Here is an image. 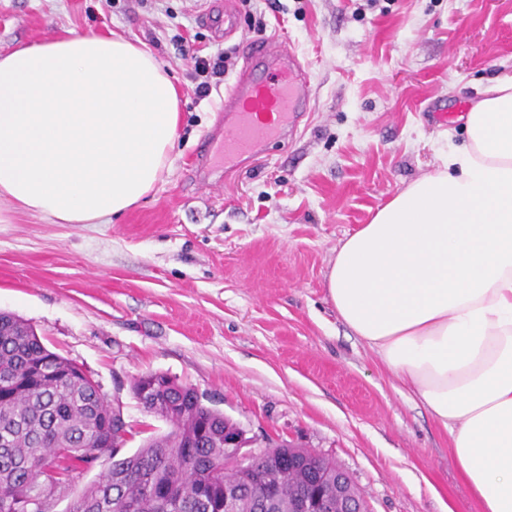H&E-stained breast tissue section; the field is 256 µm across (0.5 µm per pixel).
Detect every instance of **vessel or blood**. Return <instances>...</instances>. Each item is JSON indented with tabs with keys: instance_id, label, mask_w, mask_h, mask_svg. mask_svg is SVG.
<instances>
[{
	"instance_id": "b4317fda",
	"label": "vessel or blood",
	"mask_w": 512,
	"mask_h": 512,
	"mask_svg": "<svg viewBox=\"0 0 512 512\" xmlns=\"http://www.w3.org/2000/svg\"><path fill=\"white\" fill-rule=\"evenodd\" d=\"M314 108L310 74L297 53L274 37L250 41L204 149L222 154L226 168L242 167L273 139L296 134L302 113Z\"/></svg>"
}]
</instances>
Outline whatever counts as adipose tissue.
I'll use <instances>...</instances> for the list:
<instances>
[{"label": "adipose tissue", "instance_id": "obj_1", "mask_svg": "<svg viewBox=\"0 0 512 512\" xmlns=\"http://www.w3.org/2000/svg\"><path fill=\"white\" fill-rule=\"evenodd\" d=\"M167 67L94 33L0 54V198L105 224L154 189L178 137ZM466 142L347 236L326 273L339 318L412 388L480 512H512V75Z\"/></svg>", "mask_w": 512, "mask_h": 512}]
</instances>
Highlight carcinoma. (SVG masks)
<instances>
[{
  "instance_id": "obj_1",
  "label": "carcinoma",
  "mask_w": 512,
  "mask_h": 512,
  "mask_svg": "<svg viewBox=\"0 0 512 512\" xmlns=\"http://www.w3.org/2000/svg\"><path fill=\"white\" fill-rule=\"evenodd\" d=\"M170 423L132 455L116 457L129 431L76 363L48 350L33 326L0 313V512H53L54 501L102 458L97 482L70 512H289L293 499L336 480V463L305 448L276 445L252 470L224 466L234 422L191 387L161 374L140 398Z\"/></svg>"
}]
</instances>
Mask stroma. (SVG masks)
Segmentation results:
<instances>
[{"instance_id": "obj_1", "label": "stroma", "mask_w": 512, "mask_h": 512, "mask_svg": "<svg viewBox=\"0 0 512 512\" xmlns=\"http://www.w3.org/2000/svg\"><path fill=\"white\" fill-rule=\"evenodd\" d=\"M240 30L218 38L224 0H0V52L69 31L144 44L180 96L171 164L108 224H56L0 200V310L30 322L119 406L135 435L167 432L134 378L168 374L237 422L254 446L281 440L352 478L369 512H478L449 438L421 399L340 320L326 272L341 241L438 154L460 120L512 73V0H236ZM264 32H256V23ZM291 44L316 104L296 136L238 169L199 165L224 93L258 35ZM186 39L231 57L196 96ZM454 107L438 122L434 110Z\"/></svg>"}]
</instances>
